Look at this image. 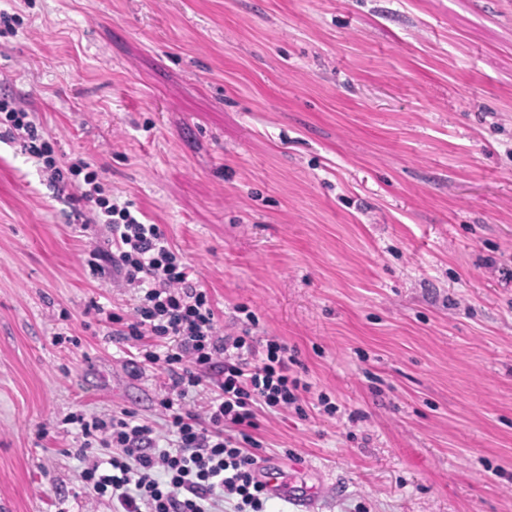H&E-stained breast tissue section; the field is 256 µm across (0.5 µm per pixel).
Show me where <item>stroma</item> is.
I'll list each match as a JSON object with an SVG mask.
<instances>
[{"instance_id":"1","label":"stroma","mask_w":512,"mask_h":512,"mask_svg":"<svg viewBox=\"0 0 512 512\" xmlns=\"http://www.w3.org/2000/svg\"><path fill=\"white\" fill-rule=\"evenodd\" d=\"M0 95L161 225L219 327L295 348L335 414L261 419L269 512H512V0H0ZM74 204L0 142V512H110L71 413L166 426L87 313ZM68 340L56 343V334ZM361 412L350 420L351 412Z\"/></svg>"}]
</instances>
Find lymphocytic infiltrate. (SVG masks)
I'll use <instances>...</instances> for the list:
<instances>
[{"mask_svg": "<svg viewBox=\"0 0 512 512\" xmlns=\"http://www.w3.org/2000/svg\"><path fill=\"white\" fill-rule=\"evenodd\" d=\"M0 139L19 144L59 192H71L80 231L106 226L110 249H89L87 265L96 275L115 269L134 288L135 304L128 314L105 312L94 301L89 307L115 324L119 341L136 345L143 364L165 376L159 401L165 443L130 410L70 416L84 437L85 488L107 499L112 512H211L224 499L233 501L234 512H267L271 493L255 471L260 414L291 411L304 419L327 398H309L287 344L271 338L260 352L248 326L221 331L211 294L160 225L143 222L92 163L61 162L35 114L6 97H0ZM199 392L208 395L201 414L185 404ZM95 445L109 449L107 460L91 455Z\"/></svg>", "mask_w": 512, "mask_h": 512, "instance_id": "obj_1", "label": "lymphocytic infiltrate"}]
</instances>
